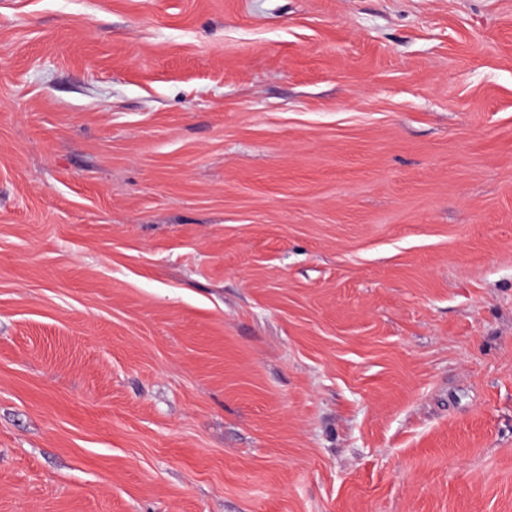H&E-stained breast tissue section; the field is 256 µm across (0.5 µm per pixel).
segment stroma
<instances>
[{"mask_svg":"<svg viewBox=\"0 0 512 512\" xmlns=\"http://www.w3.org/2000/svg\"><path fill=\"white\" fill-rule=\"evenodd\" d=\"M0 512H512V0H0Z\"/></svg>","mask_w":512,"mask_h":512,"instance_id":"1","label":"stroma"}]
</instances>
